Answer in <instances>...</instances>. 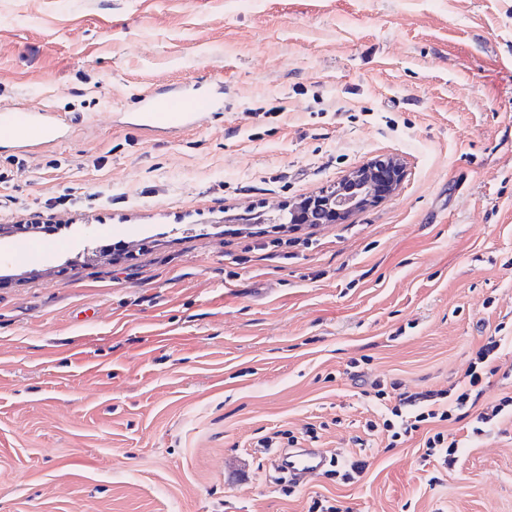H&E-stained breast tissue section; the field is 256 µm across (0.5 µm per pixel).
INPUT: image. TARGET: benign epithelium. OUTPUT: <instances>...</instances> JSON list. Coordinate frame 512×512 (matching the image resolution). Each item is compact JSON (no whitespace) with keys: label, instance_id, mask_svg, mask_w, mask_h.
Returning <instances> with one entry per match:
<instances>
[{"label":"benign epithelium","instance_id":"benign-epithelium-1","mask_svg":"<svg viewBox=\"0 0 512 512\" xmlns=\"http://www.w3.org/2000/svg\"><path fill=\"white\" fill-rule=\"evenodd\" d=\"M402 168L393 158H376L320 194L289 208L292 224H335L386 200L396 190Z\"/></svg>","mask_w":512,"mask_h":512}]
</instances>
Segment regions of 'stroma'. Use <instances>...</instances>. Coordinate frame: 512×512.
Listing matches in <instances>:
<instances>
[{
	"label": "stroma",
	"instance_id": "35a3bbf8",
	"mask_svg": "<svg viewBox=\"0 0 512 512\" xmlns=\"http://www.w3.org/2000/svg\"><path fill=\"white\" fill-rule=\"evenodd\" d=\"M145 85L224 109L135 129ZM0 102L73 126L0 131V512H512V419L434 484L347 371L445 389L496 334L512 365V0H0ZM378 156L402 181L347 222L229 232ZM16 218L56 230L22 253ZM278 430L369 469L236 476ZM57 112L0 105V128L21 147H39L65 136L71 124ZM366 456L355 454L339 461L336 458V469L329 470L331 475L336 476V481L343 484H353L360 481L368 468Z\"/></svg>",
	"mask_w": 512,
	"mask_h": 512
}]
</instances>
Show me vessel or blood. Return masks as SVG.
I'll use <instances>...</instances> for the list:
<instances>
[{
	"mask_svg": "<svg viewBox=\"0 0 512 512\" xmlns=\"http://www.w3.org/2000/svg\"><path fill=\"white\" fill-rule=\"evenodd\" d=\"M140 102L141 109L129 115V124L157 132L193 125L201 113L218 110L223 106L222 98L213 95L200 101L196 107H187L185 97L179 91L164 96L145 92L141 94ZM0 129L6 130L19 146L38 147L64 137L70 129V123L55 112L1 104ZM273 462L278 469L287 472L290 479L300 482L322 473L329 462V456L321 448H291L276 453Z\"/></svg>",
	"mask_w": 512,
	"mask_h": 512,
	"instance_id": "vessel-or-blood-1",
	"label": "vessel or blood"
}]
</instances>
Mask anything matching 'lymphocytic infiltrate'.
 I'll use <instances>...</instances> for the list:
<instances>
[{
  "label": "lymphocytic infiltrate",
  "mask_w": 512,
  "mask_h": 512,
  "mask_svg": "<svg viewBox=\"0 0 512 512\" xmlns=\"http://www.w3.org/2000/svg\"><path fill=\"white\" fill-rule=\"evenodd\" d=\"M501 343L498 337H486L474 352L473 361L463 378L448 389H427L410 393L402 390L400 383L384 384L373 380L370 388L376 400L384 402L381 421L365 423L367 432L386 435L389 447L424 431L425 459L432 460L445 471L456 468L460 440L447 429L448 424L471 418L472 434H482L487 426L500 423L512 408V396H503L497 403L480 407L487 385L493 376L502 380L512 379V368L501 369L498 360Z\"/></svg>",
  "instance_id": "f902f5d3"
}]
</instances>
